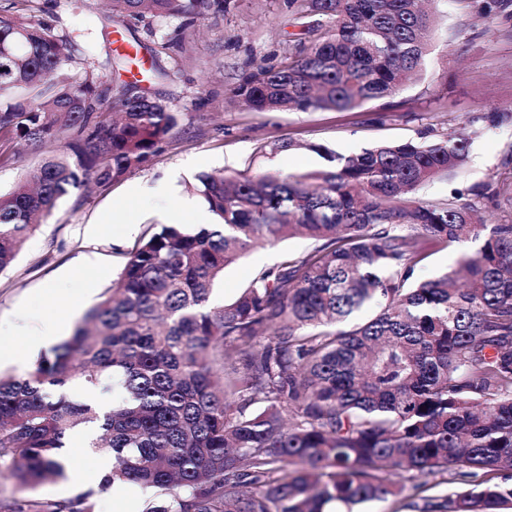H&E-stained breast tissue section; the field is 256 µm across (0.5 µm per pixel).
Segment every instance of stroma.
I'll use <instances>...</instances> for the list:
<instances>
[{
  "label": "stroma",
  "mask_w": 512,
  "mask_h": 512,
  "mask_svg": "<svg viewBox=\"0 0 512 512\" xmlns=\"http://www.w3.org/2000/svg\"><path fill=\"white\" fill-rule=\"evenodd\" d=\"M431 8L435 25L422 71L393 96L349 112H255L231 102L230 89L256 65L277 66L287 58L296 31L288 0H229L226 11L184 29L175 20L104 21L101 0H0L2 11L91 43L103 74L112 34L121 32L128 48L124 79L179 115L147 165L106 188L72 189L27 239L14 265L0 274V340L36 363L42 351L33 345L34 327L13 329L21 311L68 313L63 334L71 336L151 225L174 218L191 224L205 211L194 190L198 174L221 170L250 177L325 167L311 150L315 144L349 156L418 140L428 128L438 136L467 133L462 169L426 183L418 196L437 202L489 184L497 195L482 201V217L489 224H512V120L495 127L481 120L491 111L512 113V18L481 19L465 0H433ZM51 149L48 143L1 138L0 155L13 159L0 158V194L11 192ZM127 222L134 233L112 235V228ZM311 248L300 236L254 246L225 269L216 297L233 300L259 269Z\"/></svg>",
  "instance_id": "1"
}]
</instances>
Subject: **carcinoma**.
Instances as JSON below:
<instances>
[{"label":"carcinoma","mask_w":512,"mask_h":512,"mask_svg":"<svg viewBox=\"0 0 512 512\" xmlns=\"http://www.w3.org/2000/svg\"><path fill=\"white\" fill-rule=\"evenodd\" d=\"M106 17L192 20L228 0H110ZM423 0H288L326 17L280 67L231 90L258 112L349 111L412 82L428 52ZM487 19L505 0H470ZM85 76L66 74L74 59ZM110 91L92 52L41 21L0 14V132L65 149L0 195V273L41 217L87 181L107 187L163 149L178 115ZM466 138L380 145L329 166L252 177L202 173L212 224H157L70 339L24 376L0 375V460L24 486L65 477L68 435L112 459L98 484L153 492L145 512H512V224L477 200L416 197L460 169ZM315 243L260 270L229 303L224 269L256 243ZM484 237L448 273L415 268L441 243ZM81 385L89 394L71 398ZM112 391V405L91 394ZM412 473L423 495L406 500ZM451 475L447 492L425 479ZM95 491L31 497L12 512H95Z\"/></svg>","instance_id":"obj_1"}]
</instances>
